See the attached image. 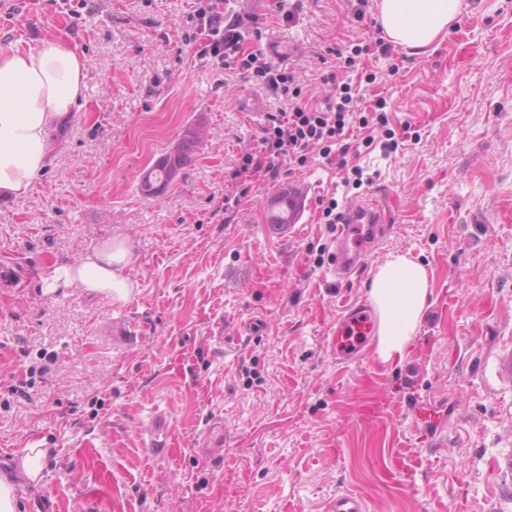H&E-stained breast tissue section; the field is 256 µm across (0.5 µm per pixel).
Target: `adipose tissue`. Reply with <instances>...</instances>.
<instances>
[{
  "mask_svg": "<svg viewBox=\"0 0 512 512\" xmlns=\"http://www.w3.org/2000/svg\"><path fill=\"white\" fill-rule=\"evenodd\" d=\"M378 20L394 44L433 46L463 12L462 0H378ZM87 60L63 39L50 37L23 49L0 51V197H18L49 167L54 133L72 117L85 86ZM125 242L107 240L91 254L53 267L44 292L75 287L112 302L127 301L133 284ZM368 296L378 316L376 354L387 363L401 357L419 328L430 301L424 264L402 253L379 264Z\"/></svg>",
  "mask_w": 512,
  "mask_h": 512,
  "instance_id": "obj_1",
  "label": "adipose tissue"
}]
</instances>
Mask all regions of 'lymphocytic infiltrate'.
<instances>
[{"mask_svg": "<svg viewBox=\"0 0 512 512\" xmlns=\"http://www.w3.org/2000/svg\"><path fill=\"white\" fill-rule=\"evenodd\" d=\"M188 19L192 31L185 41L195 44L200 56L221 68L239 69L272 95L288 100L287 108L267 114L257 146L240 152L228 180L278 179L283 163L303 167L316 148L340 170L362 176V168L351 164L349 157L353 126L365 129L371 122L364 116L352 117L363 100L360 85L353 80L358 70L356 57H347L342 71L325 74V81L336 87L335 97L314 103L303 97L293 68L261 51L245 49V20L239 15L225 17L224 0H192Z\"/></svg>", "mask_w": 512, "mask_h": 512, "instance_id": "obj_1", "label": "lymphocytic infiltrate"}]
</instances>
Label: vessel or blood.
<instances>
[{
    "label": "vessel or blood",
    "instance_id": "b4317fda",
    "mask_svg": "<svg viewBox=\"0 0 512 512\" xmlns=\"http://www.w3.org/2000/svg\"><path fill=\"white\" fill-rule=\"evenodd\" d=\"M383 210L377 198L344 209L336 224L331 274L336 279L347 277L362 264L371 240L385 234ZM376 320L369 306L362 302L349 304L336 319L328 346L337 363L357 361L371 343Z\"/></svg>",
    "mask_w": 512,
    "mask_h": 512
}]
</instances>
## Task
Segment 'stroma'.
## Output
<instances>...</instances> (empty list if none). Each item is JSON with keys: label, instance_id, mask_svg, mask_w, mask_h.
Here are the masks:
<instances>
[{"label": "stroma", "instance_id": "35a3bbf8", "mask_svg": "<svg viewBox=\"0 0 512 512\" xmlns=\"http://www.w3.org/2000/svg\"><path fill=\"white\" fill-rule=\"evenodd\" d=\"M465 3L435 49L369 60L365 115L385 109L389 124L359 150L366 184L344 185L316 151L249 182L228 222L225 176L288 101L186 44L189 0H87L77 16L63 0H0V48L56 36L88 61L51 167L0 198V256L24 268L21 287H0V473L18 512L38 499L58 512H325L340 492L368 512H512V380L497 366L512 352V0ZM230 7L259 18L249 48L288 56L319 100L336 93L325 67L376 33L377 0H307L292 22L273 0ZM334 44L342 57L320 61ZM194 123L206 135L181 177L143 196L144 170ZM294 188L299 228L267 237L273 198ZM370 194L390 231L336 282L319 200ZM109 238L131 249L127 302L43 293L56 264ZM393 252L430 271L405 360L336 365L326 344L342 306L367 301ZM420 397L437 403L431 441L414 429ZM369 403L378 418H362ZM33 447L47 451L35 484L19 470Z\"/></svg>", "mask_w": 512, "mask_h": 512}]
</instances>
